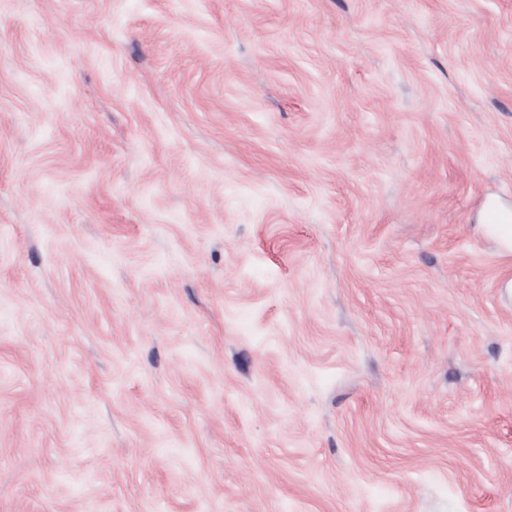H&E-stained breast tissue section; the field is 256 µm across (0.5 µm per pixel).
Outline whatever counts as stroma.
I'll use <instances>...</instances> for the list:
<instances>
[{
    "label": "stroma",
    "instance_id": "1",
    "mask_svg": "<svg viewBox=\"0 0 512 512\" xmlns=\"http://www.w3.org/2000/svg\"><path fill=\"white\" fill-rule=\"evenodd\" d=\"M512 0H0V512H512ZM488 220L490 224H481L485 233L512 252V213L494 209L489 212Z\"/></svg>",
    "mask_w": 512,
    "mask_h": 512
}]
</instances>
